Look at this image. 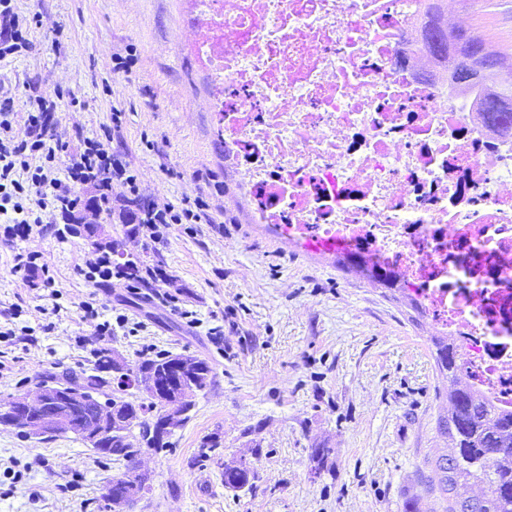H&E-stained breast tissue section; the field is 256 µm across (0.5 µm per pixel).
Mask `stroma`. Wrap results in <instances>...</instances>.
Masks as SVG:
<instances>
[{"mask_svg": "<svg viewBox=\"0 0 512 512\" xmlns=\"http://www.w3.org/2000/svg\"><path fill=\"white\" fill-rule=\"evenodd\" d=\"M32 18L30 50L0 62L16 88L56 101L59 169L88 139L110 145L137 174L149 205L202 199L197 233L172 230L160 243L129 237L118 213L103 215L106 239L142 264L164 263L177 305L155 285L93 287L76 265L84 236L48 233L0 245V310L17 311L16 344L0 343V399L48 375L91 368L108 348L135 364L152 354L209 359L214 383L198 395L169 448L142 449L148 490L127 512H446L436 460L452 446L439 423L450 383L437 366L424 316L404 293L343 269L335 255L289 248L252 223L224 148L198 101L210 92L186 26L188 0H16ZM474 34L512 64V0H458ZM122 123L113 127L112 113ZM40 254L57 298L11 271L15 250ZM124 314L100 336L83 320ZM197 321L188 324L183 311ZM219 437L211 460L201 442ZM329 449L316 462L315 449ZM256 472L252 490L224 486L225 466ZM118 464L73 435L36 440L0 426V512H111L104 496Z\"/></svg>", "mask_w": 512, "mask_h": 512, "instance_id": "stroma-1", "label": "stroma"}]
</instances>
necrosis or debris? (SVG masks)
Listing matches in <instances>:
<instances>
[{
    "instance_id": "4bbe7bcc",
    "label": "necrosis or debris",
    "mask_w": 512,
    "mask_h": 512,
    "mask_svg": "<svg viewBox=\"0 0 512 512\" xmlns=\"http://www.w3.org/2000/svg\"><path fill=\"white\" fill-rule=\"evenodd\" d=\"M418 0H192L200 103L253 223L388 265L512 412V135L403 56Z\"/></svg>"
}]
</instances>
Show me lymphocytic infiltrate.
<instances>
[{
    "mask_svg": "<svg viewBox=\"0 0 512 512\" xmlns=\"http://www.w3.org/2000/svg\"><path fill=\"white\" fill-rule=\"evenodd\" d=\"M23 28L15 0H0V61L29 47ZM62 149L52 102L37 94L30 96L29 109L21 117L14 108L11 91L0 88V215L7 218L0 230L1 243L28 240L50 229L58 218L68 217L76 203L70 187L76 183L92 184L101 196L119 190L120 217L132 236L144 233L157 241L175 225L199 223L200 214L189 208L135 209L140 198L138 177L103 141H85L61 177L57 174V158ZM77 270L96 287H107L115 281L131 287L148 280L167 286L173 281L164 264L145 266L132 259L115 265L108 249L93 244L81 256Z\"/></svg>",
    "mask_w": 512,
    "mask_h": 512,
    "instance_id": "lymphocytic-infiltrate-1",
    "label": "lymphocytic infiltrate"
}]
</instances>
